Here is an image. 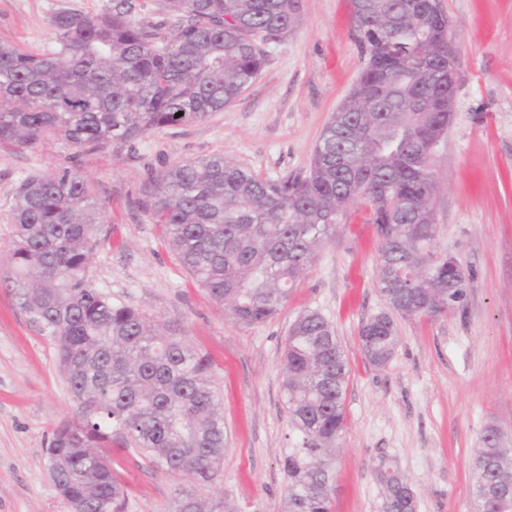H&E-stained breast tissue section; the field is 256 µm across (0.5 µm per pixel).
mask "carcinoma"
Instances as JSON below:
<instances>
[{
  "instance_id": "obj_1",
  "label": "carcinoma",
  "mask_w": 512,
  "mask_h": 512,
  "mask_svg": "<svg viewBox=\"0 0 512 512\" xmlns=\"http://www.w3.org/2000/svg\"><path fill=\"white\" fill-rule=\"evenodd\" d=\"M168 2L173 13L161 24L135 19L137 0H112L100 14L57 12L47 49L0 42V143L131 146L156 128L203 120L253 84L264 45L285 38L302 10V0ZM350 17L366 66L305 171L261 178L214 154L150 177L138 206L191 278L248 326L278 314L336 225L362 208L381 239L377 287L387 310L362 325L360 344L382 368L399 342L396 318L452 315L466 297L462 266L438 245L430 166L448 131V15L437 0H351ZM9 220L0 286L53 342L76 407L46 448L64 499L80 512H132L112 447L194 486L221 484L228 439L213 362L181 324L95 288L104 225L87 178L63 166L25 177ZM349 374L332 323L318 310L301 313L282 363L293 436L281 460L286 512H331ZM377 479L384 512H415L399 472L383 463ZM471 490L478 512H512V448L496 425L480 435ZM166 512L238 509L182 488Z\"/></svg>"
}]
</instances>
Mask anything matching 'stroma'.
Returning a JSON list of instances; mask_svg holds the SVG:
<instances>
[{"label":"stroma","mask_w":512,"mask_h":512,"mask_svg":"<svg viewBox=\"0 0 512 512\" xmlns=\"http://www.w3.org/2000/svg\"><path fill=\"white\" fill-rule=\"evenodd\" d=\"M299 23L270 46L257 80L204 120L162 127L133 146L93 152L49 144L0 145V260L7 216L22 179L58 165L94 185L110 231L93 263L96 288L159 319L181 323L216 363L229 444L224 481L200 489L239 512H283L280 460L291 433L281 362L289 326L306 310L330 319L351 373L346 426L334 453L333 512H383L379 462L409 482L417 512H476L474 450L487 425L512 447V0H440L453 21L457 89L447 133L434 150L438 243L468 275L462 312L399 320V344L382 369L366 360L362 324L385 304L377 287L379 239L349 222L270 322L246 326L211 301L137 206L151 173L220 153L260 177L308 168L316 141L358 80L364 57L352 36L349 0H302ZM110 0H0V41L50 45L61 9L103 12ZM75 408L53 344L0 288V512H71L47 470L52 431ZM112 458L133 512H165L187 482L126 450Z\"/></svg>","instance_id":"obj_1"}]
</instances>
